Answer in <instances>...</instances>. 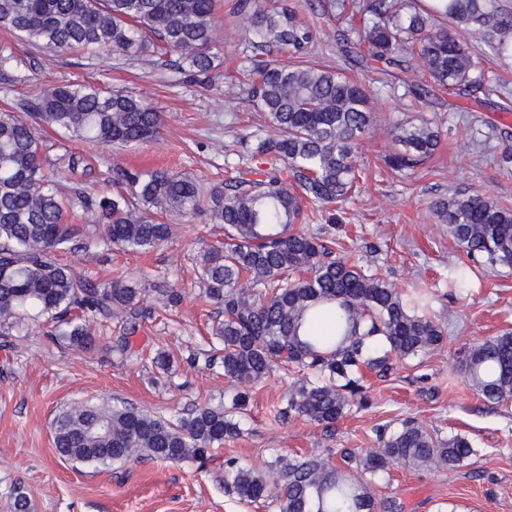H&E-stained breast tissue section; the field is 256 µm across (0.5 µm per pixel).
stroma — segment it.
<instances>
[{"mask_svg": "<svg viewBox=\"0 0 512 512\" xmlns=\"http://www.w3.org/2000/svg\"><path fill=\"white\" fill-rule=\"evenodd\" d=\"M216 36L224 64L205 81L174 71L147 56L123 59L109 52H57L0 29V110L23 113L46 88L93 83L131 94L162 112L159 138L112 148L47 131L54 153L72 151L90 171L66 174L64 191L80 188L94 196L112 194L117 166L174 167L211 182H223L226 164L247 166L250 145L242 134L265 128L263 115L247 100V61L242 54L244 19L228 16L231 0H217ZM481 76L480 88L431 87L418 99L412 84L427 81L420 61L398 80L376 68L356 71L377 115L364 136L356 164L358 191L327 207L305 206L302 223L336 220L340 247L358 258L366 273L378 274L400 289L429 288L436 294L433 315L444 328L441 346L407 360L389 377L363 370L365 408H351L333 428L306 421L275 423L270 416L290 380L273 370L254 389L239 437L214 449L207 465L143 460L94 467L68 462L54 450L52 421L74 402L132 405L154 415L185 413L196 405L227 400L235 385L222 369L194 362L207 348L218 310L202 293L192 257L203 245L223 239L221 227L200 216L187 217L177 235L154 250L123 251L98 246L65 253L61 261L94 283L116 278L139 280L149 292L153 318L131 335L130 349H113L120 320L98 333L97 351L62 347L48 322L26 323L18 335L0 338V512H11L16 490L29 498L30 512H279L247 504L224 489V463L261 467L278 454L317 453L342 465L346 448L376 447V431L407 418L442 437L461 435L475 453L466 465L438 470L391 469L375 479L373 493L394 512H512V404L491 405L465 384L460 364L470 347L512 332V270L482 265L466 298L452 295L446 278L466 255L439 224L435 202L449 194L477 192L512 210V58L497 56L479 36L467 40ZM428 122L440 142L432 158L409 173L388 170L383 158L394 147L389 134L398 123ZM181 295L164 306L156 291ZM177 361L168 373L152 364L157 351Z\"/></svg>", "mask_w": 512, "mask_h": 512, "instance_id": "obj_1", "label": "stroma"}]
</instances>
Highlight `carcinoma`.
Segmentation results:
<instances>
[{
  "label": "carcinoma",
  "mask_w": 512,
  "mask_h": 512,
  "mask_svg": "<svg viewBox=\"0 0 512 512\" xmlns=\"http://www.w3.org/2000/svg\"><path fill=\"white\" fill-rule=\"evenodd\" d=\"M214 12L215 0H0V27L56 51L176 53L182 69L207 79L221 65ZM358 13L365 21L359 40L339 42L352 68L373 60L399 79L417 55L437 84L456 89L471 82L475 67L464 34L481 35L499 56L512 54V13L495 0H439L429 8L419 0H358ZM229 16L247 20L255 77L248 98L277 134H245L265 163L235 167L223 183L117 166L116 193L94 197L76 188L66 194L60 173L75 171L81 159L71 153L48 163L32 124L0 110V336H10L22 316L45 318L56 324L58 342L96 351L100 337L77 310L101 322L119 315L133 334L152 315L142 284L116 279L98 288L57 255L79 237L87 248L103 243L150 251L176 234L171 217L202 215L224 226V243L193 256L203 294L224 313L202 356L242 390L227 408L206 403L176 420L134 406H66L53 419V444L71 462L203 459L240 434L252 388L275 367L301 376L289 381L274 420L303 418L329 428L352 406L367 404L362 368L386 377L444 340L437 321L420 311L428 294H404L335 252V225L297 224L303 201L333 204L355 191V154L376 124L365 89L342 70L307 59L317 28L287 0H235ZM27 109L49 127L113 147L154 140L164 123L161 112L134 96L94 85L54 86ZM392 137L385 163L399 173L425 163L439 143V131L424 122L397 124ZM76 209L97 212L103 235L67 223ZM435 213L470 260L512 268L511 211L479 193L456 192L438 200ZM448 286L468 295L471 266L452 267ZM320 304L336 305L330 351L321 338L298 335L305 312ZM461 371L485 401L511 403L512 332L472 346ZM377 444L362 455L343 450L344 468L318 454L278 455L266 471L228 460L224 486L245 502L270 499L279 512H378L371 486L391 468L458 467L474 454L466 438H439L414 419L378 430Z\"/></svg>",
  "instance_id": "cac0c4a2"
}]
</instances>
